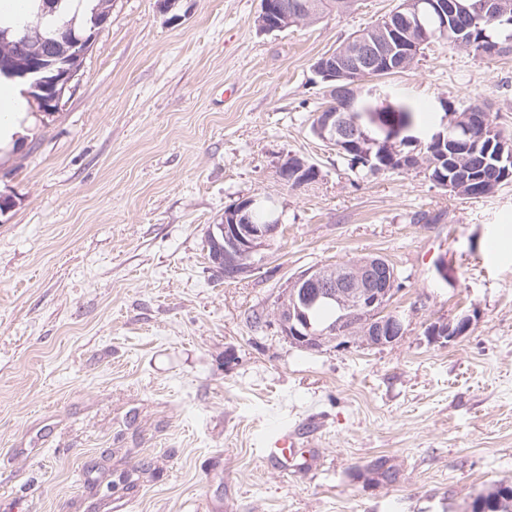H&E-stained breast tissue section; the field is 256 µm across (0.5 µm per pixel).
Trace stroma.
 I'll return each instance as SVG.
<instances>
[{
    "label": "stroma",
    "instance_id": "obj_1",
    "mask_svg": "<svg viewBox=\"0 0 512 512\" xmlns=\"http://www.w3.org/2000/svg\"><path fill=\"white\" fill-rule=\"evenodd\" d=\"M398 3L262 34L261 0H112L57 112L29 106L0 150V512H464L512 485V183L464 199L420 170L364 176L310 132L314 62ZM384 83L435 121L484 103L512 134V54L436 42ZM287 155L320 178L285 185ZM255 197L282 225L219 279L208 228ZM362 256L400 274L399 342L290 344L288 278ZM282 431L310 466L266 459ZM380 456L397 483L365 480Z\"/></svg>",
    "mask_w": 512,
    "mask_h": 512
}]
</instances>
